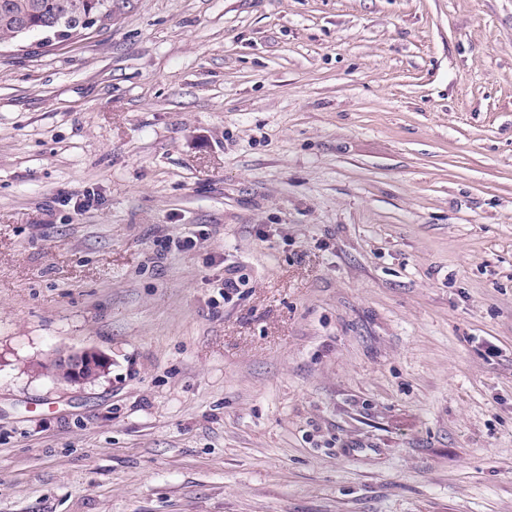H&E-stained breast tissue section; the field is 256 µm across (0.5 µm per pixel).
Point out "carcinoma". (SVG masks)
Returning <instances> with one entry per match:
<instances>
[{"mask_svg":"<svg viewBox=\"0 0 512 512\" xmlns=\"http://www.w3.org/2000/svg\"><path fill=\"white\" fill-rule=\"evenodd\" d=\"M112 0H0V44L38 37L44 26L89 35L112 25L115 11L103 13Z\"/></svg>","mask_w":512,"mask_h":512,"instance_id":"cac0c4a2","label":"carcinoma"}]
</instances>
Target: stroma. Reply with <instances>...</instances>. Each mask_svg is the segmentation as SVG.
I'll return each mask as SVG.
<instances>
[{
    "label": "stroma",
    "instance_id": "obj_1",
    "mask_svg": "<svg viewBox=\"0 0 512 512\" xmlns=\"http://www.w3.org/2000/svg\"><path fill=\"white\" fill-rule=\"evenodd\" d=\"M0 512H512V0L1 46ZM108 357L93 349L70 350L58 352L45 364V367L58 366L63 377L58 376L57 380L71 385L83 386L94 382L107 369Z\"/></svg>",
    "mask_w": 512,
    "mask_h": 512
}]
</instances>
